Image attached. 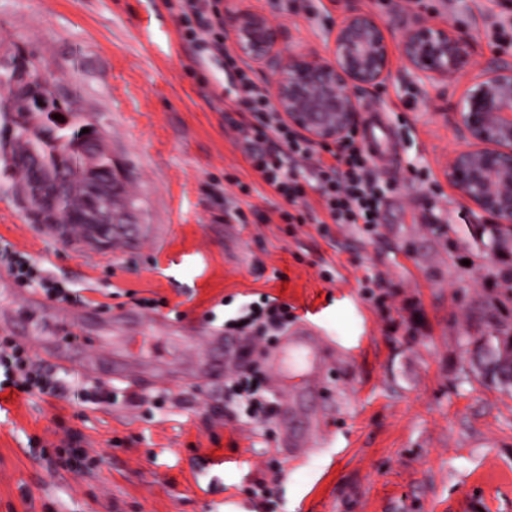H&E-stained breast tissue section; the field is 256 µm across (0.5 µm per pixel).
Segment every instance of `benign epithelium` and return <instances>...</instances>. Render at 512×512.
<instances>
[{
  "label": "benign epithelium",
  "instance_id": "benign-epithelium-1",
  "mask_svg": "<svg viewBox=\"0 0 512 512\" xmlns=\"http://www.w3.org/2000/svg\"><path fill=\"white\" fill-rule=\"evenodd\" d=\"M242 55L274 78L273 105L288 127L308 141L337 146L363 122L361 93L390 78L392 57L385 28L370 13L348 14L336 26L326 56L284 44L262 13L224 12ZM402 56L420 81H444L472 64L468 42L452 26L413 20L405 29ZM457 122L467 147L448 157V182L465 205L512 231V64L480 70L458 104ZM85 225L92 251L109 246L105 216L92 211Z\"/></svg>",
  "mask_w": 512,
  "mask_h": 512
}]
</instances>
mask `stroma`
<instances>
[{"label":"stroma","instance_id":"35a3bbf8","mask_svg":"<svg viewBox=\"0 0 512 512\" xmlns=\"http://www.w3.org/2000/svg\"><path fill=\"white\" fill-rule=\"evenodd\" d=\"M225 5L266 14L286 44L321 54L349 11L388 30L392 73L364 114L392 131L395 163L378 169L380 222L324 233L277 221L278 198L208 98L228 82L223 59L186 48L164 0H0V62L36 60L68 121L100 130L135 204L128 247L91 253L32 224L0 182V245L86 290L83 327L98 358L135 350L137 371L162 374L152 391L168 397L160 408L80 410L0 393V512H512V395L462 365L466 336L512 326V299L500 295L512 245L487 252L491 217L446 178L449 155L466 146L456 107L468 77L417 81L401 53L416 15L460 28L475 68L512 62L488 36L498 0ZM235 199L268 223L225 219ZM430 204L432 226L421 220ZM133 292L167 304L150 311ZM266 294L288 303L289 327L310 325L330 350L310 390L304 373L278 381L264 362L284 330L254 341L251 382L315 418L299 447L286 446L278 417H252L223 380L195 377L225 319ZM60 306L0 267V337L9 327L49 335ZM72 428L98 459L82 475L56 467L48 450ZM203 458L220 463L209 495L198 488Z\"/></svg>","mask_w":512,"mask_h":512}]
</instances>
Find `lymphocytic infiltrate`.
Instances as JSON below:
<instances>
[{
	"instance_id": "1",
	"label": "lymphocytic infiltrate",
	"mask_w": 512,
	"mask_h": 512,
	"mask_svg": "<svg viewBox=\"0 0 512 512\" xmlns=\"http://www.w3.org/2000/svg\"><path fill=\"white\" fill-rule=\"evenodd\" d=\"M184 27L183 41L195 48L204 46L212 55L225 59L231 78L224 122L245 149L251 169L275 196L287 202L279 217L285 224H362L373 226L380 218L383 198L379 180L364 144L349 140L329 158L316 146L288 128L274 112L269 88L248 77L224 47L221 13L211 0H176ZM0 265L18 281L37 283L47 297L69 304H85L79 291L45 275L42 268L23 254L0 251ZM287 303L266 297L259 308L242 306L227 319L228 329L252 339L258 321L277 327L288 324ZM11 368L0 380V392L12 389L24 394L57 396L59 382L33 363L25 350L10 344Z\"/></svg>"
}]
</instances>
